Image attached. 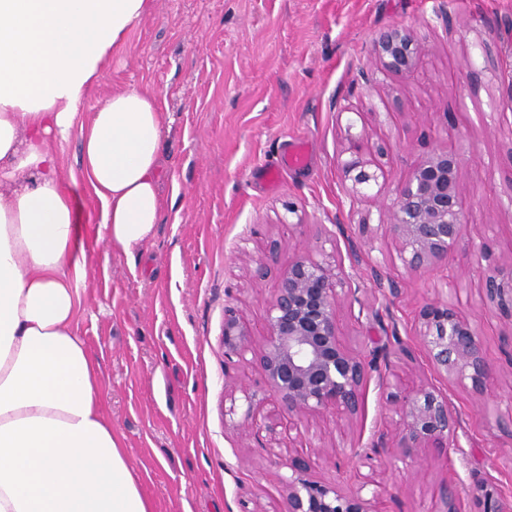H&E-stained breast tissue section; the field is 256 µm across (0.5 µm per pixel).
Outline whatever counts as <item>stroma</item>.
<instances>
[{"instance_id": "35a3bbf8", "label": "stroma", "mask_w": 512, "mask_h": 512, "mask_svg": "<svg viewBox=\"0 0 512 512\" xmlns=\"http://www.w3.org/2000/svg\"><path fill=\"white\" fill-rule=\"evenodd\" d=\"M396 28L426 47L403 78L373 51ZM130 89L159 93L169 117L151 239L130 254L98 241L102 205L82 174L78 134L55 150L88 247L74 329L101 366L104 415L152 512H284L282 470L242 415H227L224 310L262 334L289 261L352 243L368 310L357 318L341 304L350 345L368 357L388 350L407 386L431 377L414 317L449 284L497 373L479 395L439 380L460 417L458 447L410 460L372 451L390 415L373 378L353 420L330 408L299 421L290 460L310 463L312 480L361 491L374 512H438L449 477L461 512H486L492 499L512 512V320L483 302L489 269L512 268V0H150L80 119ZM352 132L391 148L382 191L354 200L338 165ZM293 141L307 145L308 166L265 187L259 170ZM440 146L463 157L467 231L488 257L461 253L448 269L408 276L391 243L368 240L361 225L377 223ZM380 279L397 293L377 295Z\"/></svg>"}]
</instances>
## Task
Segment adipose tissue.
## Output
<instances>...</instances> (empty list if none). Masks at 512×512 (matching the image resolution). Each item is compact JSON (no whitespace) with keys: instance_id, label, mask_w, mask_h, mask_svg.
Wrapping results in <instances>:
<instances>
[{"instance_id":"ef3b65f1","label":"adipose tissue","mask_w":512,"mask_h":512,"mask_svg":"<svg viewBox=\"0 0 512 512\" xmlns=\"http://www.w3.org/2000/svg\"><path fill=\"white\" fill-rule=\"evenodd\" d=\"M147 10L148 0H0V512H152L73 328L87 247L54 150L79 131L103 205L98 239L130 252L153 236L158 98L118 92L76 124Z\"/></svg>"}]
</instances>
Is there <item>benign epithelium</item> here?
<instances>
[{"label": "benign epithelium", "mask_w": 512, "mask_h": 512, "mask_svg": "<svg viewBox=\"0 0 512 512\" xmlns=\"http://www.w3.org/2000/svg\"><path fill=\"white\" fill-rule=\"evenodd\" d=\"M425 52L411 29L385 31L375 42L384 70L395 77L415 70ZM342 154L346 158L340 161L341 171L344 180L351 182L346 192L356 198L379 185L390 146L382 138L371 142L362 133L351 134ZM461 171L458 151L434 150L398 187L379 224L363 225L371 238L382 236L394 243L406 272L445 268L465 249L478 259L487 257L483 245L464 237L467 220ZM348 259L344 263L337 251L291 260L275 289L266 332L259 342L232 309H224V357L236 366L258 363L277 397L280 415L290 421L330 407L350 418L361 406L370 373L377 372L382 383L388 379L389 361L382 365L366 361L341 332L337 318L341 303L346 301L351 308L359 305L360 315L365 309L359 297L361 257L352 244ZM483 290L488 303L512 317V274L505 278L495 271L486 277ZM417 336L434 372L448 382L478 395L493 376L475 326L461 315L452 297L438 298L419 310ZM224 386L242 394L247 404L244 421L269 444L267 461L291 470L284 477L287 512H374L370 500L360 493L346 494L336 485L321 484L290 463L281 447L280 421L257 419L256 394L228 368ZM388 399L397 419L373 433L370 447L402 448L408 453L419 448L459 447L454 442L459 414L434 384L423 383L408 391L393 384ZM442 500V512H460L456 486L445 485Z\"/></svg>", "instance_id": "benign-epithelium-1"}]
</instances>
